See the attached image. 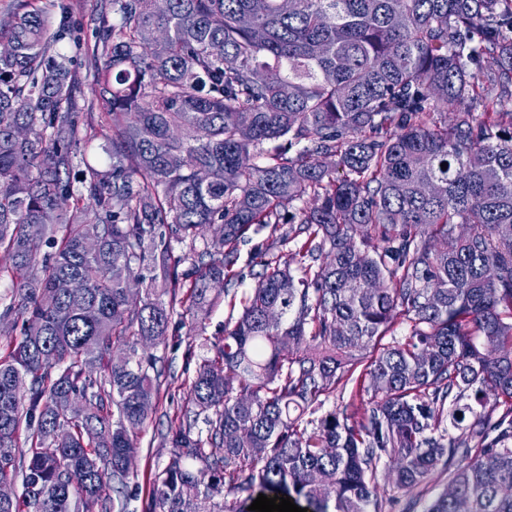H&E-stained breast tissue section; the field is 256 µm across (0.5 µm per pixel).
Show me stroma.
Returning a JSON list of instances; mask_svg holds the SVG:
<instances>
[{"instance_id":"stroma-1","label":"stroma","mask_w":512,"mask_h":512,"mask_svg":"<svg viewBox=\"0 0 512 512\" xmlns=\"http://www.w3.org/2000/svg\"><path fill=\"white\" fill-rule=\"evenodd\" d=\"M53 23H67L76 32L77 40H66L67 65L78 79L91 83L95 68L88 51L96 40L99 27L97 0H54L51 10ZM231 315L223 301H216L205 318H186L184 327L171 329L165 344L155 348L160 367L169 377L161 390L162 407L159 414L149 417L135 434L132 473L128 491L131 495L129 512H141L155 473L167 459L169 448L163 439L172 419L187 407L186 389L193 377L196 361L203 355L204 339H217L224 334V323ZM448 481V474L436 471L422 484L412 488H398L388 479L386 466H378L376 483L382 512H423Z\"/></svg>"}]
</instances>
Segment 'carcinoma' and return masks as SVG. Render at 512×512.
Wrapping results in <instances>:
<instances>
[{
    "label": "carcinoma",
    "instance_id": "carcinoma-1",
    "mask_svg": "<svg viewBox=\"0 0 512 512\" xmlns=\"http://www.w3.org/2000/svg\"><path fill=\"white\" fill-rule=\"evenodd\" d=\"M111 2L91 91L112 148L79 193L63 34L44 0L0 28V321L22 320L0 356V482L22 493L0 512H126L133 431L160 404L150 349L176 307L221 297L237 317L196 363L142 512H248L261 493L381 512L385 458L398 487L448 471L423 512H512V0ZM255 224L270 236L239 298ZM350 382L368 406L316 416ZM253 228L248 233L246 242H242L239 246L240 260L235 267L236 276L233 279L234 287L231 290V292L235 291L239 298L244 294H248L257 283L254 274L259 272L261 268L256 265L255 259L253 263L252 256L255 248L261 246L269 232V229L255 231Z\"/></svg>",
    "mask_w": 512,
    "mask_h": 512
}]
</instances>
